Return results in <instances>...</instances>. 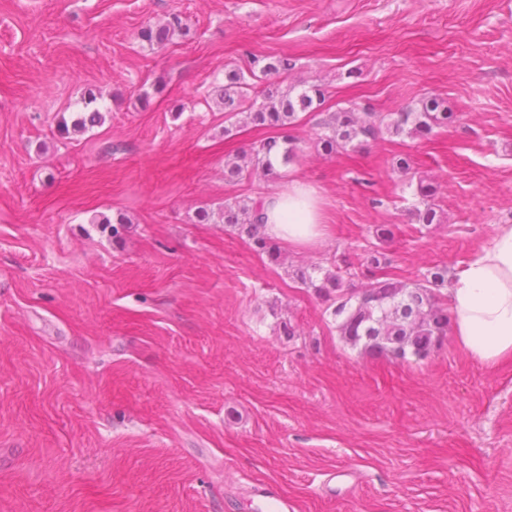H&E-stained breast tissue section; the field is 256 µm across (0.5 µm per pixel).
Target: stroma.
Returning a JSON list of instances; mask_svg holds the SVG:
<instances>
[{"instance_id": "stroma-1", "label": "stroma", "mask_w": 512, "mask_h": 512, "mask_svg": "<svg viewBox=\"0 0 512 512\" xmlns=\"http://www.w3.org/2000/svg\"><path fill=\"white\" fill-rule=\"evenodd\" d=\"M174 11L189 38L139 40ZM283 55L280 86L321 83L326 101L295 131L298 161L226 183L258 134L225 137L208 93L225 67ZM89 88L103 124L58 138ZM430 95L455 116L431 140L314 147L346 103ZM404 154L437 188L422 233ZM294 179L329 226L317 248L282 241L274 262L194 221ZM500 224L512 0H0V512H270L266 486L293 512H512V362L451 336L422 359L362 354L290 275L377 246L405 283L453 274Z\"/></svg>"}]
</instances>
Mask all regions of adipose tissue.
I'll use <instances>...</instances> for the list:
<instances>
[{"instance_id": "obj_1", "label": "adipose tissue", "mask_w": 512, "mask_h": 512, "mask_svg": "<svg viewBox=\"0 0 512 512\" xmlns=\"http://www.w3.org/2000/svg\"><path fill=\"white\" fill-rule=\"evenodd\" d=\"M265 231L303 249L318 245L326 225L316 192L301 181L267 197ZM455 341L488 366L512 360V225H499L492 239L460 268L448 287Z\"/></svg>"}]
</instances>
